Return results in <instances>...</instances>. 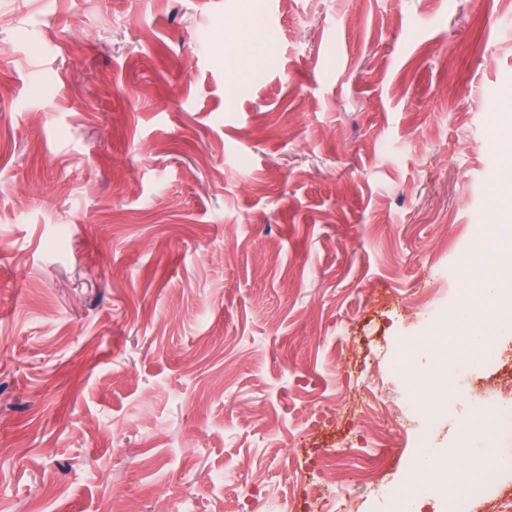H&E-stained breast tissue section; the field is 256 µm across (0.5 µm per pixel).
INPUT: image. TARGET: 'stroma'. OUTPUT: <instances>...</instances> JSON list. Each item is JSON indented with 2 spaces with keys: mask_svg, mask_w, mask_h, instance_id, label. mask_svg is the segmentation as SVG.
I'll list each match as a JSON object with an SVG mask.
<instances>
[{
  "mask_svg": "<svg viewBox=\"0 0 512 512\" xmlns=\"http://www.w3.org/2000/svg\"><path fill=\"white\" fill-rule=\"evenodd\" d=\"M512 0H0V512H390L512 372ZM431 349L423 387L399 366ZM495 328L493 325L483 324L478 327H471L468 332V349L473 353H483L494 345L493 335ZM495 359L504 362L511 359L512 366V348L496 347L494 345L488 354ZM337 448V450L334 448L332 451L326 450L325 456L344 462L349 459L355 460L358 470L364 474L363 486L370 491H375L378 487L374 486L372 479L382 467L381 464L385 462L384 458L376 454L373 448H357L349 444Z\"/></svg>",
  "mask_w": 512,
  "mask_h": 512,
  "instance_id": "obj_1",
  "label": "stroma"
}]
</instances>
